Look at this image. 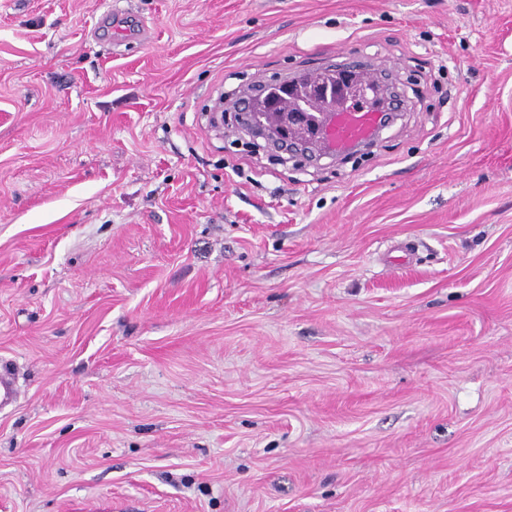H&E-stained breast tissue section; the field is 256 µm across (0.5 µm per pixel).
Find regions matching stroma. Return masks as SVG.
I'll return each mask as SVG.
<instances>
[{
  "label": "stroma",
  "instance_id": "obj_1",
  "mask_svg": "<svg viewBox=\"0 0 512 512\" xmlns=\"http://www.w3.org/2000/svg\"><path fill=\"white\" fill-rule=\"evenodd\" d=\"M340 47L369 153L212 125ZM2 369L0 512H512V0H0ZM336 57L341 58V60L336 62L335 69H331L326 73L332 74L337 80L353 75L356 78L359 76L360 80L363 81L368 75L358 57L349 55H337Z\"/></svg>",
  "mask_w": 512,
  "mask_h": 512
}]
</instances>
